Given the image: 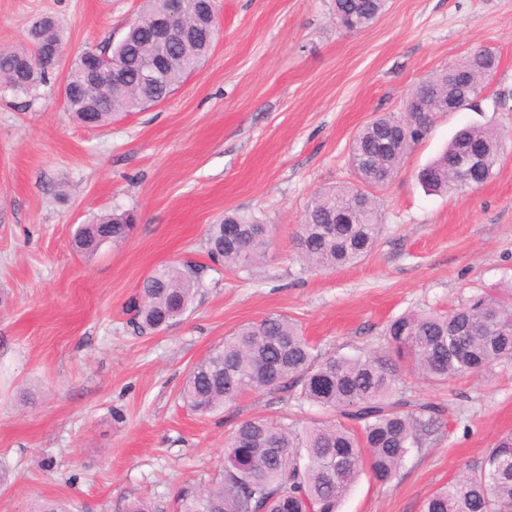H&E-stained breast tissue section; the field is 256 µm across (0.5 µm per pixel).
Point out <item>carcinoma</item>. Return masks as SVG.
I'll use <instances>...</instances> for the list:
<instances>
[{
  "instance_id": "carcinoma-1",
  "label": "carcinoma",
  "mask_w": 512,
  "mask_h": 512,
  "mask_svg": "<svg viewBox=\"0 0 512 512\" xmlns=\"http://www.w3.org/2000/svg\"><path fill=\"white\" fill-rule=\"evenodd\" d=\"M164 0H146L128 24L125 43L109 47L112 64L125 74L120 86L103 74L90 81L82 72L91 60L82 54L66 81L76 89L66 106L85 123L86 108L98 103L95 126L107 125L120 112H135L166 100L196 70L212 49L201 35L173 45L165 53L159 84L145 93L140 76L159 54L151 39ZM186 21L206 25L214 16L211 0H187ZM386 10V0H334L336 21L348 30H363ZM32 48L0 50V84L26 90L42 81L46 70L40 50L64 44L55 20L44 17L30 30ZM497 58L476 50L467 69L450 66L414 89L426 112L382 114L363 126L349 149L357 182L315 192L298 232L302 258L321 270L351 266L374 247L381 225L373 191L399 173L411 144L431 131L446 99L480 98L484 75ZM407 128L402 148L381 153L379 139L398 124ZM502 142L496 129L467 125L446 149L421 170L420 182L439 194L464 193L492 179ZM480 157L467 180L459 181L453 163ZM133 216L114 211L93 224L81 225L74 237L80 253L102 244H120L129 235ZM270 245V225L254 215L231 212L208 228V257L229 268L250 270L263 263ZM199 269L168 265L140 285L141 302L131 321L144 333L167 329L192 305L200 286ZM406 360L422 378L444 385L462 376H478L494 363L512 359V291L504 295L476 292L446 313L413 311L394 319L387 349L368 355L315 352L297 323L272 314L239 326L224 343L190 371L182 389L184 405L198 415L219 410L249 392L280 391L339 418L310 425L253 417L240 422L225 441L220 478L206 488L187 487L178 495L179 512H339L359 475L379 484L392 480L405 457L442 431L444 409L413 399L400 387L390 355ZM422 512H512V433L500 437L480 465L469 466L454 481L426 499Z\"/></svg>"
}]
</instances>
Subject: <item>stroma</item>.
<instances>
[{
	"label": "stroma",
	"mask_w": 512,
	"mask_h": 512,
	"mask_svg": "<svg viewBox=\"0 0 512 512\" xmlns=\"http://www.w3.org/2000/svg\"><path fill=\"white\" fill-rule=\"evenodd\" d=\"M143 3L0 0V50L28 45L44 15L65 34L44 81L0 86V512L45 499L69 512H127L140 499L174 512L181 488L217 478L240 421L320 417L276 391L206 416L184 408L192 367L243 324L285 314L322 354L363 355L386 347L404 313L512 288V0H389L361 32L336 25L332 0H215L221 37L167 100L80 125L62 96L70 66L118 41ZM482 48L498 64L480 111L442 117L377 191L371 253L335 271L304 263L306 206L355 181V134ZM474 123L504 144L495 177L459 195L425 192L419 169ZM115 209L134 212L131 236L74 251L77 227ZM234 209L272 227L266 261L249 271L207 256L208 226ZM178 262L201 269L190 310L134 333L126 310L141 282ZM400 372L407 394L443 406L445 426L391 483L361 475L340 512H421L512 432V360L444 386Z\"/></svg>",
	"instance_id": "35a3bbf8"
}]
</instances>
